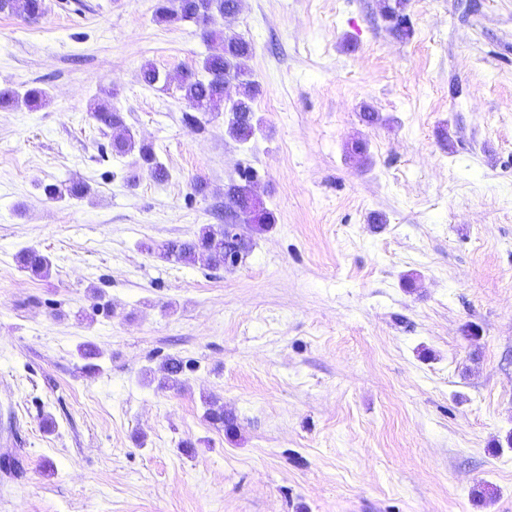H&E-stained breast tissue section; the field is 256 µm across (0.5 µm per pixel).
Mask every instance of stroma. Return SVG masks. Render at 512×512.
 I'll list each match as a JSON object with an SVG mask.
<instances>
[{
  "mask_svg": "<svg viewBox=\"0 0 512 512\" xmlns=\"http://www.w3.org/2000/svg\"><path fill=\"white\" fill-rule=\"evenodd\" d=\"M157 5L0 14V89L50 95L0 110V512H512V0H408L407 40L380 0H242L245 143L185 122L208 48ZM94 98L167 181L128 186ZM242 166L275 217L243 264L141 251L223 223ZM65 179L89 195H43ZM169 355L195 364L178 391L151 380ZM18 261L22 270L34 275L48 276L52 267L49 256L32 247L23 249ZM206 406L205 416L214 425L224 428L226 431H232L235 427L236 417L232 413L224 412V404L212 396L203 398Z\"/></svg>",
  "mask_w": 512,
  "mask_h": 512,
  "instance_id": "35a3bbf8",
  "label": "stroma"
}]
</instances>
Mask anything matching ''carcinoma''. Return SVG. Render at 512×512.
I'll use <instances>...</instances> for the list:
<instances>
[{
	"mask_svg": "<svg viewBox=\"0 0 512 512\" xmlns=\"http://www.w3.org/2000/svg\"><path fill=\"white\" fill-rule=\"evenodd\" d=\"M407 0H382L381 14L390 23V30L402 39L413 36V28L406 18ZM236 0H161L155 17L167 24L192 22L202 29L204 41L213 48L202 60V71L187 69L182 72L180 89L193 113L185 114V120L198 124L195 113L218 112L224 108V72L233 69L241 80L238 82L237 96L232 109V119L227 123V133L237 141L249 140L259 124L254 103L260 92V86L248 65L253 55L250 41L236 34H227L213 27L215 17H225L233 13ZM0 13L16 15L28 21H36L45 13L44 0H0ZM47 99V92L40 87H30L24 93L0 91V110L9 109L19 102L29 106H38ZM91 117L100 125V130L112 131V150L121 156H135L134 165L150 170L157 182L169 178L167 168L158 160L153 147L135 138L127 127L123 113L110 103L93 100L89 104ZM254 175L244 170L239 180L227 185L224 195L232 201L244 202L254 196L252 184ZM44 194L51 199H81L86 196L88 186L80 181H61L47 184ZM144 249L163 261H173L186 265L195 264L200 255L207 254L210 267H224L226 253L244 254L250 251L247 239L237 240V229L233 224H207L191 239L169 240L156 246L146 245ZM20 268L34 275L47 276L52 262L48 255L36 248L23 249L18 257ZM190 368L183 359L169 356L160 367L161 376L157 386L160 389H179L183 375ZM206 406L205 416L214 425L227 431L235 427L236 417L224 411V404L212 396L203 398Z\"/></svg>",
	"mask_w": 512,
	"mask_h": 512,
	"instance_id": "1",
	"label": "carcinoma"
}]
</instances>
